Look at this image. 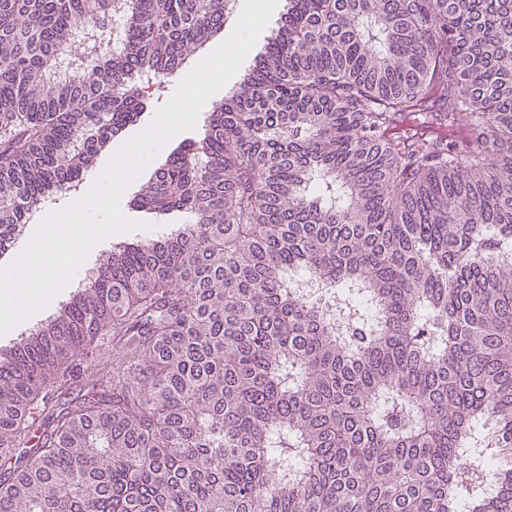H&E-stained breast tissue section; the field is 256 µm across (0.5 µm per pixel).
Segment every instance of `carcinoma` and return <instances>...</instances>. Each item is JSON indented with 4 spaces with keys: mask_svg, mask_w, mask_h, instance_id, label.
<instances>
[{
    "mask_svg": "<svg viewBox=\"0 0 512 512\" xmlns=\"http://www.w3.org/2000/svg\"><path fill=\"white\" fill-rule=\"evenodd\" d=\"M112 2L0 0V248L226 19ZM288 5L0 359V512H512V0ZM287 12V3L286 0H278V8L276 13L270 18L267 26L264 28L262 33L260 34L256 44L251 49V52L247 55L243 64L237 71V73L230 79V81L222 88L220 91L215 93L213 96L209 98L204 107L202 108L199 114V120L197 122L196 129L193 131H187L180 133L176 138L170 140L164 147L163 151L151 162L150 165L146 167L143 173L133 181V183L128 187V189L123 194L121 199V209L123 213L134 220H138L141 222H145L152 226L150 230H138L133 232L125 233L122 236L118 237H109L108 239L97 244L94 249L88 255L86 261L84 262V266L81 274L79 275L76 282L72 284H68L57 296L55 302L49 307L45 308L43 311H40L34 314L28 323H25L18 329H15L10 335L0 336V354L6 352L11 349L13 345L21 338V335L25 333H29L31 330L40 326L41 323L45 322L49 317L57 312L59 306L62 302H65L70 295L74 294L79 288V284L86 274H88L104 257V255L110 253L114 245L121 241H131V240H149L154 239L160 236L163 232V229L166 231L170 228L177 227L178 225L184 224L187 220V217L184 213L174 211L170 213L165 222L167 224H159V221L154 217V215L145 209H140L134 204V198L139 193L141 186L147 180V178L151 175V173L164 161L166 156L176 147H178L184 141L194 139L198 133V129L201 126L205 116L208 112H211L215 104L222 102L229 92L238 85L241 81L245 72L251 68L254 62V58L263 50L268 37L271 33L277 30L280 26L284 24L285 16Z\"/></svg>",
    "mask_w": 512,
    "mask_h": 512,
    "instance_id": "carcinoma-1",
    "label": "carcinoma"
}]
</instances>
